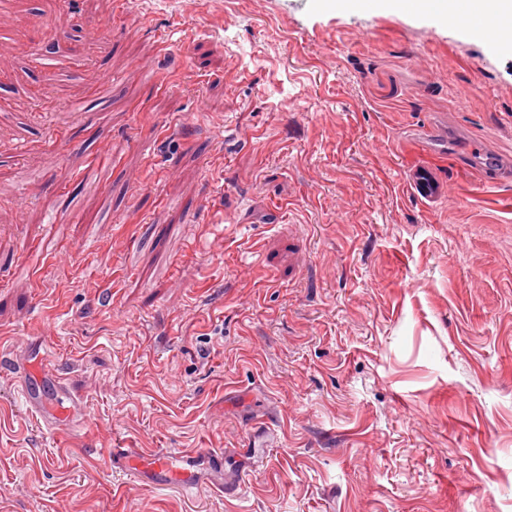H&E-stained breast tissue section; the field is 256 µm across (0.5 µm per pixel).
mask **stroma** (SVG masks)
Wrapping results in <instances>:
<instances>
[{"label": "stroma", "instance_id": "1", "mask_svg": "<svg viewBox=\"0 0 512 512\" xmlns=\"http://www.w3.org/2000/svg\"><path fill=\"white\" fill-rule=\"evenodd\" d=\"M58 2L0 0V351L87 409L61 439L0 378V512H512V178L462 156L512 166V48L383 0H73L50 77ZM109 448L225 464L187 495ZM467 159L475 165L476 169L481 172L482 176H490L497 179L501 175L505 174L498 167L497 160L490 157L478 145L470 147ZM412 194L421 202H436L447 196L446 185L436 177L431 165L416 166L407 178Z\"/></svg>", "mask_w": 512, "mask_h": 512}]
</instances>
